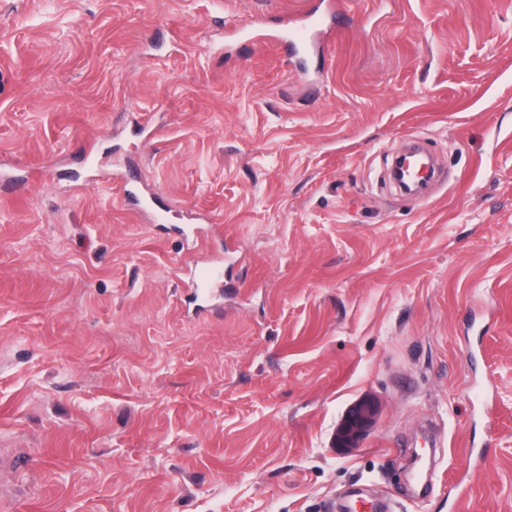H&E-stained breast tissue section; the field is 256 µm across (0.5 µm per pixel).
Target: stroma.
<instances>
[{
	"label": "stroma",
	"mask_w": 512,
	"mask_h": 512,
	"mask_svg": "<svg viewBox=\"0 0 512 512\" xmlns=\"http://www.w3.org/2000/svg\"><path fill=\"white\" fill-rule=\"evenodd\" d=\"M305 2L0 0V163L44 175L0 193V512H512V0L233 46ZM410 138L423 198L381 184ZM191 215L236 249L203 317ZM126 192L130 198H132L136 205L142 212H150L153 217V222L156 224L166 223V215L163 210L156 208L155 195L149 191H146L144 187L138 185H132ZM373 417L372 408L368 405H361L352 410L344 423L340 436V442L347 447H352L365 430Z\"/></svg>",
	"instance_id": "1"
}]
</instances>
